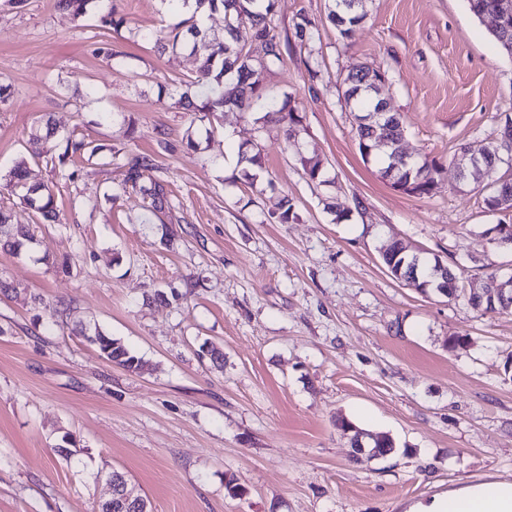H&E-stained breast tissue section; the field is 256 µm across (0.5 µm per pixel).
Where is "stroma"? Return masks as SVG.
Segmentation results:
<instances>
[{"label":"stroma","mask_w":512,"mask_h":512,"mask_svg":"<svg viewBox=\"0 0 512 512\" xmlns=\"http://www.w3.org/2000/svg\"><path fill=\"white\" fill-rule=\"evenodd\" d=\"M328 4L276 2L288 49L264 85L302 118L288 145L253 112L191 123L180 98L196 93L195 58L139 37L176 23L160 0H119L117 31L93 8L73 19L56 0H0V170L25 163L59 213L41 223L0 187V209L35 237L20 254L0 250L12 287L0 294V512H96L115 470L150 512H405L465 483L512 480V310L484 315L465 297L512 273V248L491 233L512 213L489 212L483 186L457 189L452 161L512 114V56L467 0H365L348 39ZM303 17L318 28L313 54L294 36ZM98 39L111 58L95 54ZM359 65L385 72L403 149L442 163L432 195L392 187L361 155L342 98ZM50 126L103 147L68 163L76 180L31 152ZM189 129L198 151L182 146ZM255 147L256 173L239 155ZM135 153L154 157L173 209L132 189L110 199ZM308 157L322 181L306 176ZM396 240L453 268L464 295L395 279L381 255ZM51 306L64 311L54 331ZM84 326L120 340L140 369L105 358ZM340 417L389 435L395 452L354 455ZM66 434L69 457L57 450ZM230 478L242 494L228 493Z\"/></svg>","instance_id":"35a3bbf8"}]
</instances>
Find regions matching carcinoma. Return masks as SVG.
Masks as SVG:
<instances>
[{"label":"carcinoma","mask_w":512,"mask_h":512,"mask_svg":"<svg viewBox=\"0 0 512 512\" xmlns=\"http://www.w3.org/2000/svg\"><path fill=\"white\" fill-rule=\"evenodd\" d=\"M90 0H57L58 10L74 18L86 12ZM99 3V20L102 25L117 29L125 24L124 17L118 15L116 0H96ZM173 12L186 11L187 17L174 24L171 30L145 32L142 39L153 44L159 53L168 50H190L198 61L195 75L190 84L199 88L198 101H187L184 108L190 112L192 120H204L224 112L225 107L234 106L246 112L265 111V116H274L286 142L295 140L301 117L288 108V102L278 105L269 99L264 89V73L283 58V46L273 24L276 0H162ZM362 0H332L328 19L339 35L349 38L354 28L362 23L365 13L359 11ZM218 10L224 11V35H211L202 26L204 17ZM379 88L373 85L368 73L353 68L344 79V99L355 112V118H363L372 112L380 111L382 100L378 98ZM404 135V125L400 114L388 112L377 124L357 125L358 140L376 147L372 156L381 162V171L391 165V156ZM512 141V130L503 128L501 142L486 149L484 169L488 175H477L473 181L485 184L490 193L485 197V205L491 212L502 201H512V180L497 176L502 165L498 160L503 145ZM99 147L90 145L85 138L75 134L64 136L46 153L57 152L61 176L75 180L76 172L66 171L67 161L74 158L96 156ZM155 169L154 159L149 155H136L126 164L123 178L117 190L139 189L151 198L154 208L163 210L172 207L165 185L151 178ZM442 165L435 159L421 158L404 168L397 184L414 185L419 196H430L437 185ZM0 182L19 199L25 207L33 210L43 221L55 223L59 216L54 204L53 191L45 185H29L24 171L15 167L0 173ZM32 239L25 224L11 223V216L0 211V248L17 250L25 241ZM389 272L397 279L412 284L422 292L433 289L442 261L434 259L426 270L411 267L413 256L405 246L395 241L382 254ZM468 303L485 313L512 306V296L504 301L468 297ZM88 341L98 346L101 353L110 361L128 369L137 370L141 360L120 340L114 339L99 329H94V337Z\"/></svg>","instance_id":"1"}]
</instances>
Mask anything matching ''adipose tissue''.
<instances>
[{
	"label": "adipose tissue",
	"mask_w": 512,
	"mask_h": 512,
	"mask_svg": "<svg viewBox=\"0 0 512 512\" xmlns=\"http://www.w3.org/2000/svg\"><path fill=\"white\" fill-rule=\"evenodd\" d=\"M407 512H512V481L492 479L464 484L447 494L418 500Z\"/></svg>",
	"instance_id": "obj_1"
}]
</instances>
